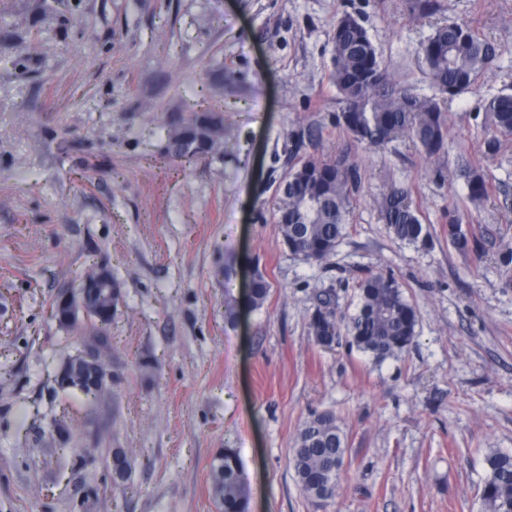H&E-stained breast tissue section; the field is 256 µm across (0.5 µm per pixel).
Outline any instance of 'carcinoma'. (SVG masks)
Masks as SVG:
<instances>
[{
	"label": "carcinoma",
	"mask_w": 512,
	"mask_h": 512,
	"mask_svg": "<svg viewBox=\"0 0 512 512\" xmlns=\"http://www.w3.org/2000/svg\"><path fill=\"white\" fill-rule=\"evenodd\" d=\"M413 12L434 14L440 0H411ZM332 80L340 94L337 116L349 139L380 147L408 138L425 157L444 152L448 115L440 100L458 96L476 83L492 65L495 50L466 24L438 25L421 46L427 76L436 94L422 95L394 79L380 60L367 30L355 16L336 19L332 37ZM494 135L485 140L484 155L497 153L500 138L512 136V93H501L484 104ZM224 149V117L220 112H194L169 123L166 153L190 162ZM468 199L478 205L488 200L492 183L484 168L467 161L459 169ZM357 165L338 157L311 156L292 165L278 184L275 219L282 244L305 261L324 262L336 252L348 228L353 201L359 190ZM381 220L399 242L427 246L430 231L422 224L410 186L393 184L379 203ZM444 232L459 252L475 249L466 213L448 209ZM353 314L336 318V295L323 294L309 319L310 334L318 344L327 336H346L350 347L375 361L397 356L412 345L417 312L391 274L372 273L356 282ZM271 291L265 273L255 269L250 300L260 308ZM86 344L103 349L111 321L91 317ZM344 431L330 411L314 415L302 428L292 449L290 465L301 489L311 498H335L347 454ZM485 476L478 486L481 512H512V454L492 450L484 457ZM213 492L219 512H248L242 462L233 448L218 451L211 467Z\"/></svg>",
	"instance_id": "obj_1"
}]
</instances>
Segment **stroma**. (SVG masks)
Returning <instances> with one entry per match:
<instances>
[{"label": "stroma", "mask_w": 512, "mask_h": 512, "mask_svg": "<svg viewBox=\"0 0 512 512\" xmlns=\"http://www.w3.org/2000/svg\"><path fill=\"white\" fill-rule=\"evenodd\" d=\"M409 2L0 0V512H219L222 448L239 453L249 512H480L484 454H512V139L483 157V103L512 92V0H444L496 58L448 101L432 159L405 140L349 146L336 122L331 32L346 12L399 81L430 93L418 51L434 20ZM205 110L224 115L223 156L162 160L167 122ZM308 126L317 139L289 152ZM346 149L361 177L350 227L329 261H304L283 247L276 187L298 159ZM465 158L484 162L488 202H469ZM394 183L412 188L430 246L380 222ZM451 206L469 211L476 252L444 235ZM98 266L121 297L111 381L91 401L54 389L82 342L52 305ZM256 267L272 285L258 309ZM378 271L417 308L411 348L378 363L319 346V293L354 313L356 282ZM322 411L348 448L326 502L289 465Z\"/></svg>", "instance_id": "stroma-1"}]
</instances>
